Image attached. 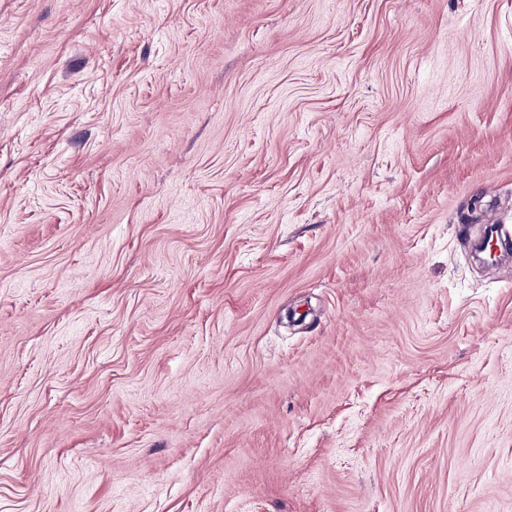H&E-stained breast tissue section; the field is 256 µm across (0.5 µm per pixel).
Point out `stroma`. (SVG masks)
<instances>
[{
  "label": "stroma",
  "instance_id": "stroma-1",
  "mask_svg": "<svg viewBox=\"0 0 512 512\" xmlns=\"http://www.w3.org/2000/svg\"><path fill=\"white\" fill-rule=\"evenodd\" d=\"M512 0H0V512H512Z\"/></svg>",
  "mask_w": 512,
  "mask_h": 512
}]
</instances>
